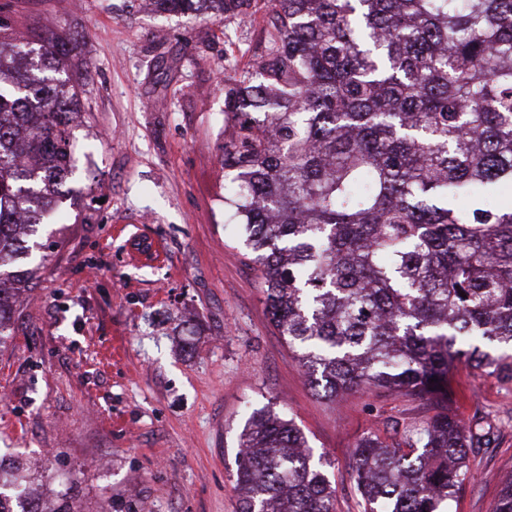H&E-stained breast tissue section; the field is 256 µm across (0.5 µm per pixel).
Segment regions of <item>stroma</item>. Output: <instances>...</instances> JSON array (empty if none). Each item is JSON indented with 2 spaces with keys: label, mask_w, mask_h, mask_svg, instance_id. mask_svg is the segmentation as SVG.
I'll return each mask as SVG.
<instances>
[{
  "label": "stroma",
  "mask_w": 512,
  "mask_h": 512,
  "mask_svg": "<svg viewBox=\"0 0 512 512\" xmlns=\"http://www.w3.org/2000/svg\"><path fill=\"white\" fill-rule=\"evenodd\" d=\"M141 2L0 0L26 47L63 34L83 109L70 194L40 231L37 286L0 352V458L22 457L47 484L72 478L85 512H238V435L247 410L269 405L327 455L336 512H363L356 442L400 441L432 409L385 393L321 399L232 233L224 80L263 52L270 2L220 21ZM132 235L162 240L165 264L126 261ZM452 376L459 417L491 430L448 512H493L512 475V380L466 363Z\"/></svg>",
  "instance_id": "1"
}]
</instances>
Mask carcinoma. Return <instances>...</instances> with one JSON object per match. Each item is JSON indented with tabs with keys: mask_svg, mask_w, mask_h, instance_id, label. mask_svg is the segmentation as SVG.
<instances>
[{
	"mask_svg": "<svg viewBox=\"0 0 512 512\" xmlns=\"http://www.w3.org/2000/svg\"><path fill=\"white\" fill-rule=\"evenodd\" d=\"M148 2L187 20L251 6ZM271 2L260 61L224 80V204L318 396L388 391L437 409L396 445L356 443L364 512H444L474 478L478 437L451 368L512 378L498 353L512 348V199L499 196L512 183V0ZM67 61L61 36L24 51L0 18V348L74 173ZM235 464L239 512H336L327 461L278 411L249 413ZM31 479L0 462V512H82L69 486L30 498ZM493 512H512V476Z\"/></svg>",
	"mask_w": 512,
	"mask_h": 512,
	"instance_id": "obj_1",
	"label": "carcinoma"
}]
</instances>
